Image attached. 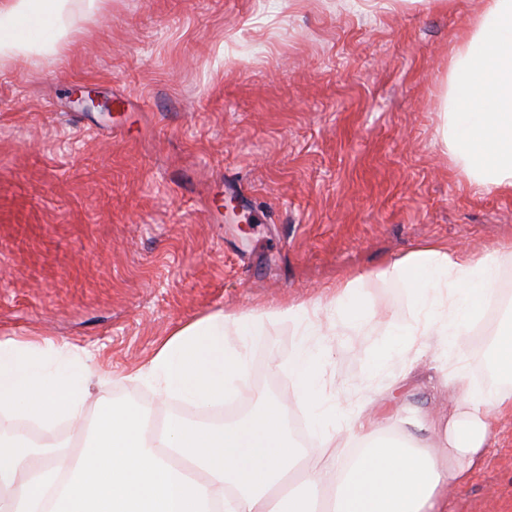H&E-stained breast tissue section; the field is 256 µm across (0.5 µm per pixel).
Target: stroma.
Instances as JSON below:
<instances>
[{
  "label": "stroma",
  "instance_id": "1",
  "mask_svg": "<svg viewBox=\"0 0 512 512\" xmlns=\"http://www.w3.org/2000/svg\"><path fill=\"white\" fill-rule=\"evenodd\" d=\"M482 0H111L83 17L60 55L0 68V340L79 347L96 375L84 424L34 426L70 451L102 403L219 423L221 410L160 402L126 377L188 323L326 294L364 274L376 310L407 323L403 286L373 274L436 245L512 246V193L477 190L440 137L448 60ZM111 112L76 106L77 91ZM491 306L466 341L471 374L491 373ZM296 328L264 321L251 376L300 407L280 367ZM383 324L345 333L322 367L346 393ZM423 360L381 416L448 411ZM448 512H512V419Z\"/></svg>",
  "mask_w": 512,
  "mask_h": 512
}]
</instances>
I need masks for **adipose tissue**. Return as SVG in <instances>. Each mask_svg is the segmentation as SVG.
Listing matches in <instances>:
<instances>
[{"label":"adipose tissue","mask_w":512,"mask_h":512,"mask_svg":"<svg viewBox=\"0 0 512 512\" xmlns=\"http://www.w3.org/2000/svg\"><path fill=\"white\" fill-rule=\"evenodd\" d=\"M75 30L72 0H0V66L30 53L58 52ZM441 138L455 165L485 189L512 191V0H484L448 61ZM511 247L476 254L420 247L377 271L407 288L414 308L406 341L384 361L413 367L425 352L445 363L442 387L454 394L446 413L379 424L371 398L336 416V394L321 395L320 367L332 352L325 334L364 327L376 314L362 294L364 275L330 289L327 299L249 314L221 312L175 330L130 379L165 399L201 409L255 393L244 419L191 423L172 416L151 426L138 409L103 406L94 443L77 460L34 451L23 435L0 438V512H447L448 487L466 483L512 417V319L490 347L492 376L469 378L463 354L473 325L498 303L496 285ZM266 319L292 322L301 341L288 361L299 404L316 439L302 446L274 396L256 393L249 344ZM69 353L45 354L35 339L0 342V414L52 427L84 414L89 365L73 370Z\"/></svg>","instance_id":"1"}]
</instances>
